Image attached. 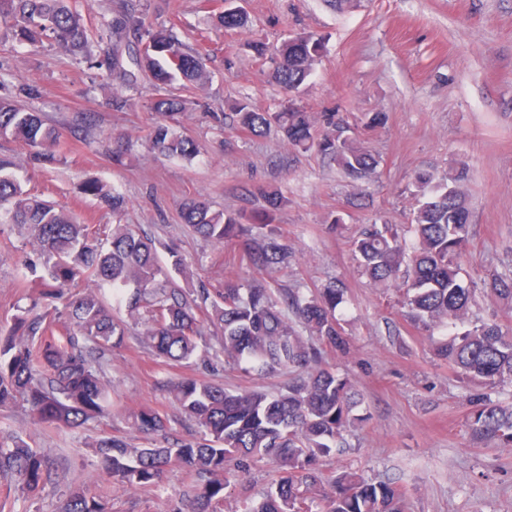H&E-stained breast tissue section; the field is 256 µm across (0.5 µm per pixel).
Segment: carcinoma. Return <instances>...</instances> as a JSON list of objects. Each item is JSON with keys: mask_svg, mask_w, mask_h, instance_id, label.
Instances as JSON below:
<instances>
[{"mask_svg": "<svg viewBox=\"0 0 512 512\" xmlns=\"http://www.w3.org/2000/svg\"><path fill=\"white\" fill-rule=\"evenodd\" d=\"M79 0H0V23L27 44L48 42L75 60L106 69L120 88L147 78L157 94L148 109L158 115L152 147L168 157L189 159L198 143L171 127L185 111L187 100L168 92L175 84L200 90L211 80L209 50L190 46L175 25L145 22L139 0H110L108 17L90 33ZM233 0L203 5L218 24L237 30L248 23L245 14L229 6ZM107 44L108 53L93 57L91 37ZM321 40L297 32L276 48L272 77L286 102L275 112L256 109L246 100L230 104V118L241 131L261 136L276 126L286 144L309 149L313 121L296 104L312 75ZM97 121L83 112L72 135L84 140ZM332 132L323 135L318 150L336 161L349 177L363 179L378 160L349 137L336 114L324 116ZM0 138L20 142L49 163L57 162V135L42 113L0 95ZM14 162L0 154V223L18 224L45 258L46 275L38 295L49 300L15 315L0 329V406L22 397L33 418L54 428H79L101 416L107 389L102 376L106 353L126 344L127 323L115 318L112 305L127 312L134 325L144 326L142 343L154 355L177 365L197 353L202 329L208 324L220 335V348L208 356L212 368L245 363L258 374L272 370L294 373L276 393L257 389L231 391L193 376L171 383L182 413L199 429L200 437L174 434L171 419L152 409L135 416L146 438H162L160 446H138L120 437L95 443L101 468L109 482L124 491L159 486L171 465L192 473L172 512H222L224 489L236 473L264 460L275 464V475L262 499L247 512H405L404 493L347 468L332 476L320 469L322 458L343 447V433L354 424L358 401L352 381L324 362L321 342L343 351L347 339L336 315L344 303L343 283L332 281L315 295L297 288L271 292L259 282L243 283L239 276L224 278V287L211 292L206 284L185 289L172 274L185 273L184 259L171 253L164 266L155 241L134 224L122 223L126 198L96 181L86 191L101 197L112 211V233L102 239L87 224L77 223L63 207L24 189L10 172ZM467 175L461 164L435 178L428 172L415 177L416 207L409 233L391 224H371L354 241L360 272L375 288L400 293L403 308L415 323L443 327L448 339L435 347L467 382L486 392L471 399L467 426L473 443L512 449V405L493 398L512 385V336L497 324L483 323L455 331L475 301L464 285L462 261L468 255V209L460 183ZM266 206L252 211L213 212L203 201L186 198L180 204L181 222L218 246H237L240 265L253 273L288 267L293 248L288 244L277 212L287 199L265 191ZM83 275L95 289L70 296L66 286ZM490 294L512 303V271L487 275ZM22 492L33 493L55 478L46 455L30 447L18 432L0 438V478ZM107 499L86 486L68 493L61 512H107Z\"/></svg>", "mask_w": 512, "mask_h": 512, "instance_id": "cac0c4a2", "label": "carcinoma"}]
</instances>
